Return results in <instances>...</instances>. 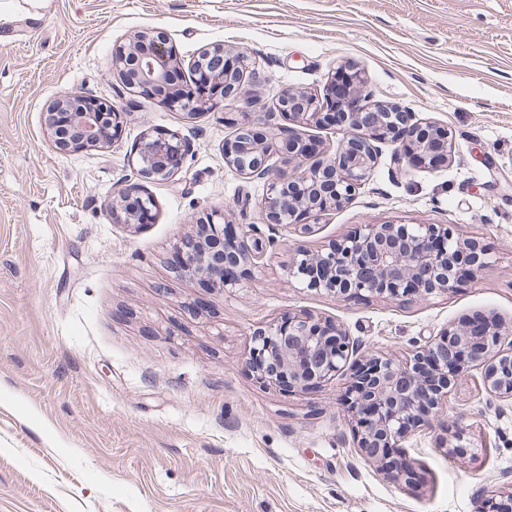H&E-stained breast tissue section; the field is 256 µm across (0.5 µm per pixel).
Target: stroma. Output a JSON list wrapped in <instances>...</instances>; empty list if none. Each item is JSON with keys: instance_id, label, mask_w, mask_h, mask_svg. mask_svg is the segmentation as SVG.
<instances>
[{"instance_id": "35a3bbf8", "label": "stroma", "mask_w": 512, "mask_h": 512, "mask_svg": "<svg viewBox=\"0 0 512 512\" xmlns=\"http://www.w3.org/2000/svg\"><path fill=\"white\" fill-rule=\"evenodd\" d=\"M148 30L186 60L246 52L254 111L276 124L282 93L356 67L374 100L448 126L452 160L401 171L383 145L351 202L313 233L284 232L242 288L181 278V238L211 215L255 221L240 200L262 185L224 161L240 106L190 115L116 87L113 49ZM73 91L126 110L118 140L55 147L44 113ZM155 129L192 147L171 180L143 183L131 160ZM138 182L151 220L113 223L107 203ZM363 224H447L488 264L406 301H341L289 277L296 247ZM300 311L393 355L466 318L512 321V0H0V512H481L512 486V404L479 371L403 448L406 484L358 455L344 377L258 384L252 332Z\"/></svg>"}]
</instances>
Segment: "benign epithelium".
Returning <instances> with one entry per match:
<instances>
[{
  "label": "benign epithelium",
  "mask_w": 512,
  "mask_h": 512,
  "mask_svg": "<svg viewBox=\"0 0 512 512\" xmlns=\"http://www.w3.org/2000/svg\"><path fill=\"white\" fill-rule=\"evenodd\" d=\"M183 59L161 32L135 35L112 53V76L128 89L139 88L171 110L205 113L226 101L250 104L248 83L239 78L249 56L223 48L204 49L188 63L211 91L200 93L184 80ZM354 101L336 103L330 94L287 93L276 104L284 123L261 134L255 120L234 122L224 139V161L243 178L263 184L256 204L257 221L240 225L226 238L224 225L208 219L186 234L178 247V273L202 276L210 287L231 293L244 277L265 264L279 234L294 229L309 234L307 219L348 204L379 163L383 143H395L391 160L401 169H436L451 157V130L428 119L415 120L400 107L360 105L368 80L351 69ZM127 113L84 92L58 97L46 112V125L59 150L99 148L116 140ZM332 129L341 135L329 155L321 141L301 128ZM191 144L173 134L143 136L135 159L137 176L164 182L176 175ZM153 198L138 184L128 185L110 204L112 223H145ZM486 253L474 241L460 242L446 224H363L326 247L296 249L288 275L302 287L343 300L383 298L403 301L446 294L463 273L475 275ZM360 349L340 323L301 312L253 331L247 363L257 382L268 389L294 392L324 386L342 375ZM344 392L345 414L358 454L400 480L405 470L393 458L413 436L431 426V418L470 370H481L485 392L512 402V322L495 315L462 321L397 359L364 354ZM489 512H512V490L490 498Z\"/></svg>",
  "instance_id": "obj_1"
}]
</instances>
